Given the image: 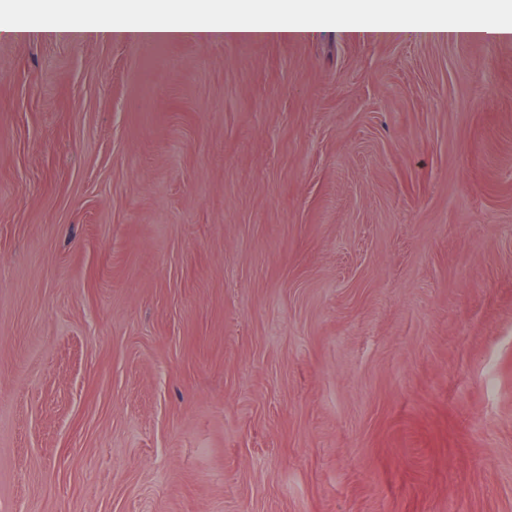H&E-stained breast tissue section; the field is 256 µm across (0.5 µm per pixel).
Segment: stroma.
Masks as SVG:
<instances>
[{
  "mask_svg": "<svg viewBox=\"0 0 512 512\" xmlns=\"http://www.w3.org/2000/svg\"><path fill=\"white\" fill-rule=\"evenodd\" d=\"M0 512H512V39H0Z\"/></svg>",
  "mask_w": 512,
  "mask_h": 512,
  "instance_id": "1",
  "label": "stroma"
}]
</instances>
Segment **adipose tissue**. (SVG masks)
<instances>
[{"label":"adipose tissue","mask_w":512,"mask_h":512,"mask_svg":"<svg viewBox=\"0 0 512 512\" xmlns=\"http://www.w3.org/2000/svg\"><path fill=\"white\" fill-rule=\"evenodd\" d=\"M0 34L23 40L201 42L499 39L512 35L499 0H39Z\"/></svg>","instance_id":"obj_1"}]
</instances>
